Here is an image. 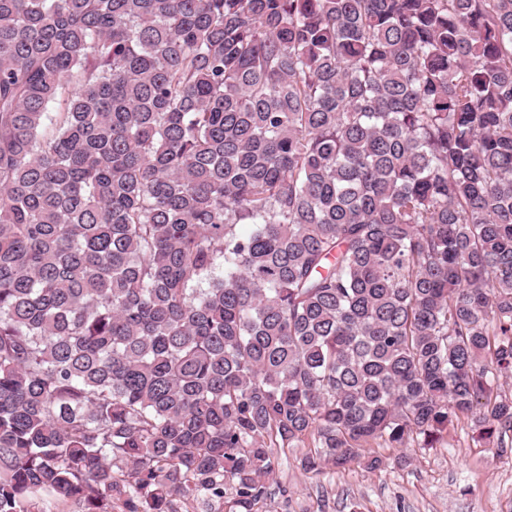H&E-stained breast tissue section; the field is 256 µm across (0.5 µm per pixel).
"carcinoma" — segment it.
Instances as JSON below:
<instances>
[{
    "label": "carcinoma",
    "instance_id": "carcinoma-1",
    "mask_svg": "<svg viewBox=\"0 0 512 512\" xmlns=\"http://www.w3.org/2000/svg\"><path fill=\"white\" fill-rule=\"evenodd\" d=\"M510 377L512 0H0V512L503 449Z\"/></svg>",
    "mask_w": 512,
    "mask_h": 512
}]
</instances>
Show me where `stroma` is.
I'll use <instances>...</instances> for the list:
<instances>
[{"mask_svg":"<svg viewBox=\"0 0 512 512\" xmlns=\"http://www.w3.org/2000/svg\"><path fill=\"white\" fill-rule=\"evenodd\" d=\"M308 453L304 444L277 450L258 512H512V451L478 442L464 422L434 447L372 444L341 468L306 470ZM375 456L383 463L373 469Z\"/></svg>","mask_w":512,"mask_h":512,"instance_id":"stroma-1","label":"stroma"}]
</instances>
